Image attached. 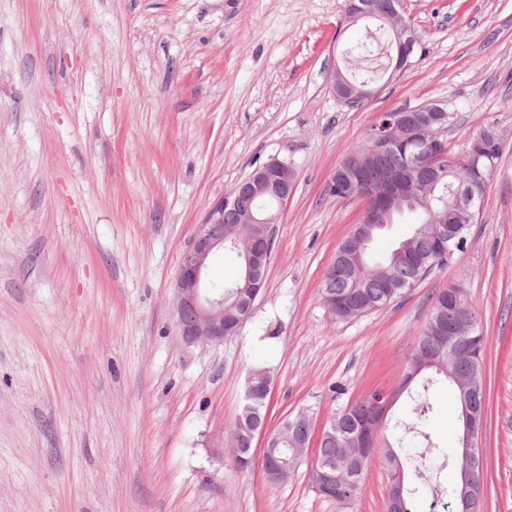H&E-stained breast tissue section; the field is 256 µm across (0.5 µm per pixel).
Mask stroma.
I'll return each instance as SVG.
<instances>
[{"instance_id":"obj_1","label":"stroma","mask_w":512,"mask_h":512,"mask_svg":"<svg viewBox=\"0 0 512 512\" xmlns=\"http://www.w3.org/2000/svg\"><path fill=\"white\" fill-rule=\"evenodd\" d=\"M344 0H0V512H385L387 463L340 505L313 459L288 481L222 455L250 371L269 367L268 425L323 426L397 386L455 282L481 314L489 397L482 512H512V0H403L419 46L361 107L333 68L374 21ZM445 105L448 145L501 151L467 244L389 305L346 321L323 274L358 220L331 179L381 113ZM279 159L295 186L252 317L186 344L180 260L212 205ZM431 428L458 444L456 405ZM345 76L354 84H362L357 82L367 81L370 82L369 79L358 80L355 77L349 78L346 74ZM357 81V82H356ZM330 89L332 90L335 97L344 104L352 105L357 102H366L370 98L374 97L378 90L372 88L370 84H362L360 87L352 86L349 82H347L343 76L341 75L338 68H334L331 73L330 80Z\"/></svg>"}]
</instances>
